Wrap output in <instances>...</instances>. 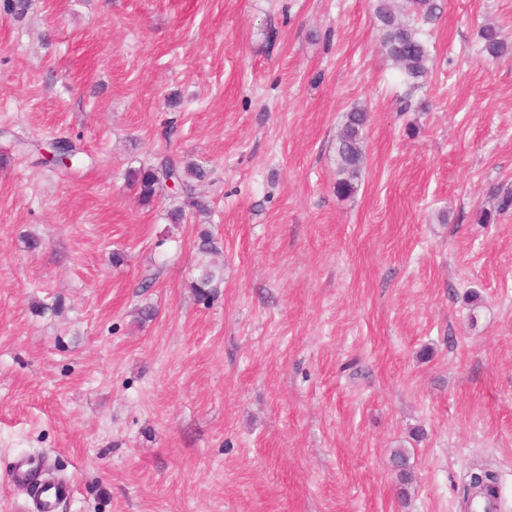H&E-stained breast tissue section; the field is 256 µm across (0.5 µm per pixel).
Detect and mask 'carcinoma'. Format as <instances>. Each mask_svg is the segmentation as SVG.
Returning a JSON list of instances; mask_svg holds the SVG:
<instances>
[{
    "label": "carcinoma",
    "mask_w": 512,
    "mask_h": 512,
    "mask_svg": "<svg viewBox=\"0 0 512 512\" xmlns=\"http://www.w3.org/2000/svg\"><path fill=\"white\" fill-rule=\"evenodd\" d=\"M31 8V0H0V9L16 19H24ZM441 11L438 0H376L375 15L381 32V45L389 60L398 68L408 93L399 99L400 110L411 108L410 92L419 88L431 69L427 43L415 21H437ZM482 52L490 58L509 53V45L494 26L480 30ZM368 113L354 108L345 113L341 130L336 139V191L349 194L366 164L364 128ZM206 178V170L199 164L182 157L161 155L157 161L129 173L128 179L139 189L140 197L151 198L158 188L175 182V192L184 197L189 206L200 216L210 215L208 201L196 192V183ZM512 210V190L498 196L496 210L482 212L481 222L489 224L495 216ZM198 274L191 288L203 299L218 296L224 283V268L215 264L212 257L219 253V241L209 231L200 233L196 244Z\"/></svg>",
    "instance_id": "cac0c4a2"
}]
</instances>
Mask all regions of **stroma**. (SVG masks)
Masks as SVG:
<instances>
[{
  "mask_svg": "<svg viewBox=\"0 0 512 512\" xmlns=\"http://www.w3.org/2000/svg\"><path fill=\"white\" fill-rule=\"evenodd\" d=\"M440 4L408 112L374 0L0 12V512H38L20 456L71 485L55 512H465L481 469L512 512V213L479 221L512 189V55L478 37L512 42V0ZM61 137L82 165H37ZM164 152L210 218L128 181ZM482 52L489 58H499L509 53V45L502 39L500 31L494 26H484L480 30ZM368 113L361 108H353L344 115L341 130L336 139V191L349 194L366 164L364 128ZM198 274L191 287L202 299H214L224 283V268L215 264L212 257L219 253V241L209 231L200 233L196 244Z\"/></svg>",
  "mask_w": 512,
  "mask_h": 512,
  "instance_id": "obj_1",
  "label": "stroma"
}]
</instances>
